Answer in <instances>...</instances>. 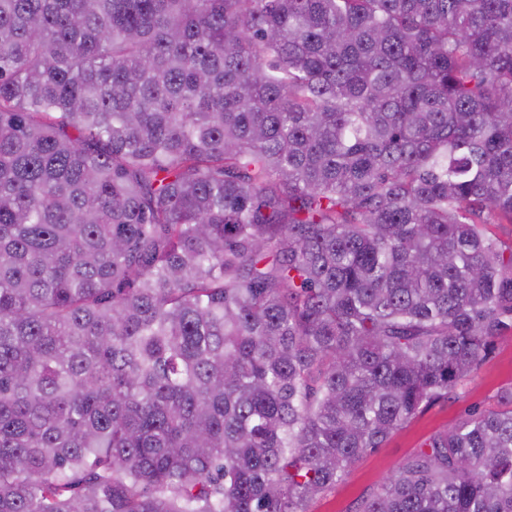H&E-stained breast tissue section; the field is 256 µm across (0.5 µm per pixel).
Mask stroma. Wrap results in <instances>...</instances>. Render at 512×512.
I'll list each match as a JSON object with an SVG mask.
<instances>
[{
  "mask_svg": "<svg viewBox=\"0 0 512 512\" xmlns=\"http://www.w3.org/2000/svg\"><path fill=\"white\" fill-rule=\"evenodd\" d=\"M512 385V333L496 342L492 353L459 398L438 402L396 431L386 445L361 458L344 481L309 506V512H354L360 501L389 478L434 433L450 429L472 409L493 403L497 393Z\"/></svg>",
  "mask_w": 512,
  "mask_h": 512,
  "instance_id": "1",
  "label": "stroma"
}]
</instances>
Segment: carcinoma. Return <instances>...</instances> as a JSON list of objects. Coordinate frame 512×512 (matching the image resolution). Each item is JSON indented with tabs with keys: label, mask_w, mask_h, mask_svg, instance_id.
<instances>
[{
	"label": "carcinoma",
	"mask_w": 512,
	"mask_h": 512,
	"mask_svg": "<svg viewBox=\"0 0 512 512\" xmlns=\"http://www.w3.org/2000/svg\"><path fill=\"white\" fill-rule=\"evenodd\" d=\"M512 332V0H0V512H308ZM356 512H512V387Z\"/></svg>",
	"instance_id": "carcinoma-1"
}]
</instances>
